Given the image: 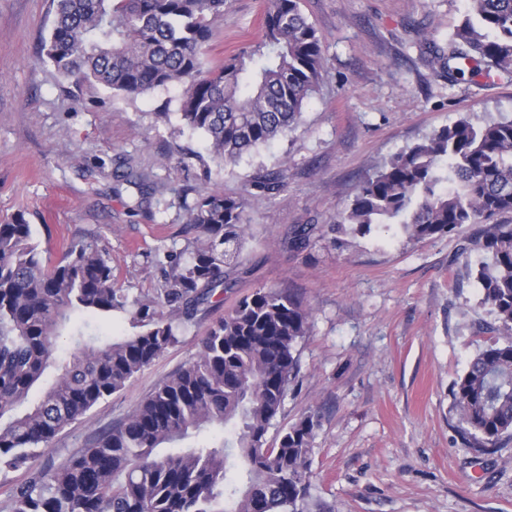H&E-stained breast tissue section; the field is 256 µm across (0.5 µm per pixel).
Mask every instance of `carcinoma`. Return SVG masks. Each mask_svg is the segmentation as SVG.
Listing matches in <instances>:
<instances>
[{
    "mask_svg": "<svg viewBox=\"0 0 512 512\" xmlns=\"http://www.w3.org/2000/svg\"><path fill=\"white\" fill-rule=\"evenodd\" d=\"M43 55L76 87L100 85L137 98L180 89L178 111L204 134L210 158L235 163L288 135L316 92L324 56L300 0H265L261 36L217 62L207 56L227 0H51ZM440 68L455 62L512 73V0H470L449 53L432 46ZM115 177L148 192L129 168ZM250 186L286 190L285 170ZM243 195H201L188 222L199 231L191 259L172 272L161 299L114 287L98 246L70 242L51 262L24 215L0 222V472L26 467L67 426L120 392L170 346L199 307L224 287L246 243ZM512 119L468 118L393 155L358 188L328 232L366 235L397 224L416 240L478 226L471 249L492 340L450 387L458 427L477 450L512 437ZM323 235L299 224L288 240L302 251ZM130 313L137 332L94 339L85 317ZM78 351L56 354L63 331ZM310 332L299 296L272 287L243 298L212 325L198 356L159 386L122 423L54 471L30 473L13 488L10 512H313L308 412L267 435L296 382L297 345ZM39 396H33L34 392ZM217 426L222 435L166 455L156 449Z\"/></svg>",
    "mask_w": 512,
    "mask_h": 512,
    "instance_id": "carcinoma-1",
    "label": "carcinoma"
}]
</instances>
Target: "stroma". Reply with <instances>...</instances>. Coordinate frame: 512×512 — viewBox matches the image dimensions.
Returning <instances> with one entry per match:
<instances>
[{
  "instance_id": "35a3bbf8",
  "label": "stroma",
  "mask_w": 512,
  "mask_h": 512,
  "mask_svg": "<svg viewBox=\"0 0 512 512\" xmlns=\"http://www.w3.org/2000/svg\"><path fill=\"white\" fill-rule=\"evenodd\" d=\"M325 58L318 90L288 136L237 163L207 160L183 127L179 92L131 99L74 87L42 55L51 0H0V220L21 213L50 260L73 240L95 242L115 287L158 297L196 234L198 194H246L248 242L229 285L126 387L69 426L29 469L0 473V512L30 470L55 468L111 430L197 356L209 327L260 287L299 295L311 310L298 345L299 383L273 424L316 412L313 494L330 512H512V438L493 454L466 447L449 388L488 342L490 319L470 275V226L416 241L398 226L288 247L300 224L332 223L391 156L462 118L512 119V76H448L428 43L447 49L467 0H300ZM262 0H228L212 58L256 41ZM167 118H157L160 106ZM151 184H118L117 160ZM286 169L266 195L253 177Z\"/></svg>"
}]
</instances>
